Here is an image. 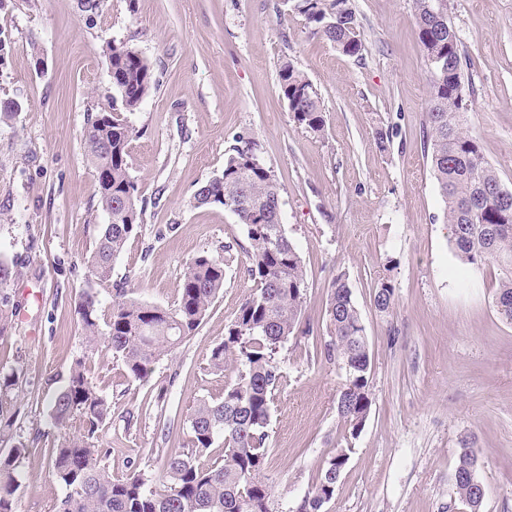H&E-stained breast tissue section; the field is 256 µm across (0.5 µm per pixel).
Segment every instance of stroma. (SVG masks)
<instances>
[{"label":"stroma","mask_w":512,"mask_h":512,"mask_svg":"<svg viewBox=\"0 0 512 512\" xmlns=\"http://www.w3.org/2000/svg\"><path fill=\"white\" fill-rule=\"evenodd\" d=\"M361 56L316 34L291 0H0V100L21 110L0 122V260L15 275L0 299L15 312L0 337V454L34 449L19 466V512H53L65 490L48 472L59 432L49 399L85 353L77 314L85 292L108 313L115 289L174 307L190 260L234 247L224 290L198 333L128 379L106 355L94 379L112 403L99 432L113 475L182 448L196 399L230 379L209 367L254 283L244 226L222 205L196 206V189L221 174L237 135L254 138L281 185V221L306 270L303 325L279 354L263 470L282 502L298 501L336 449L348 462L325 512H460L453 475L463 439L480 448L481 512H512V323L494 306L496 268L462 265L425 146L429 65L413 0H350ZM463 69L474 88L468 125L501 183L512 189V0H448ZM128 41L155 63L157 86L135 110L113 89L102 48ZM315 86L325 128L293 121L278 86L283 62ZM115 110L136 132L129 172L143 221L95 284L88 260L103 229L98 182L84 148L96 109ZM392 144L382 153L377 129ZM390 276L389 313L373 304L377 274ZM345 275L369 340L371 410L345 437L336 395L345 372L323 353L329 284Z\"/></svg>","instance_id":"obj_1"}]
</instances>
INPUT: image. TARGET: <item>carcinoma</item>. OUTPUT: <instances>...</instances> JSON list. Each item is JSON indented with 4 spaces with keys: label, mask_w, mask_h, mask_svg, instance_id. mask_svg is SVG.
Wrapping results in <instances>:
<instances>
[{
    "label": "carcinoma",
    "mask_w": 512,
    "mask_h": 512,
    "mask_svg": "<svg viewBox=\"0 0 512 512\" xmlns=\"http://www.w3.org/2000/svg\"><path fill=\"white\" fill-rule=\"evenodd\" d=\"M417 37L430 62L426 145L430 170L445 204L444 219L452 229L458 259L468 265L500 271L494 304L512 323V190L505 188L485 160L479 140L471 133L467 112L472 100L465 92L457 32L448 18V0H413ZM314 31L347 56H359L362 41L350 0H296ZM112 88L126 109H137L155 88L154 63L127 42L106 44ZM278 85L295 124L305 131H324L320 98L308 77L286 61ZM134 129L102 109L91 117L85 144L94 168L99 198L97 211L107 222L95 245L90 273L97 284L112 277V265L124 252L142 221L138 186L129 172V145ZM199 205L220 204L246 228L248 273L255 288L240 303L224 339L210 350L216 370L233 366L236 379L219 398L201 397L188 417V440L182 450L164 457L167 485L152 487L138 466L121 478L100 465L110 449L100 448L95 435L111 414V403L99 391L86 366L87 355L75 359L64 387L49 399L56 427L75 421L84 435L60 438L49 450V466L65 496L56 512H323L334 495L347 463L349 448H338L321 468L293 510H278L273 486L262 470L269 454V425L275 392L284 376L279 350L299 330L306 273L288 232L281 223V192L273 167L260 156L251 137L234 138L224 157L222 173L195 193ZM233 246L224 254H204L188 264L176 306L164 309L127 297L115 289L112 307L101 319L98 301L86 295L78 315L88 355L105 352L121 362L128 378L148 381L156 364L192 338L224 288V267ZM325 353L346 371L337 398V411L350 435L364 426L371 408L368 382L371 357L368 336L345 277L329 285ZM394 285L376 279L374 305L387 312L394 303ZM222 459L201 462L214 446ZM31 448L24 441L0 456V512H17V469ZM479 449L461 442L454 484L459 502L480 512L484 496L478 491Z\"/></svg>",
    "instance_id": "carcinoma-1"
}]
</instances>
